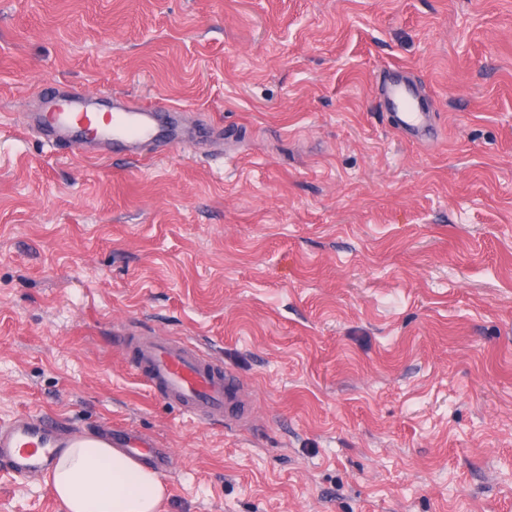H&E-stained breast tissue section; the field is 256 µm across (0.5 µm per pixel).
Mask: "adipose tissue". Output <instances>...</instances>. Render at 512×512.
<instances>
[{
    "mask_svg": "<svg viewBox=\"0 0 512 512\" xmlns=\"http://www.w3.org/2000/svg\"><path fill=\"white\" fill-rule=\"evenodd\" d=\"M62 512H158L160 475L96 433L71 441L50 472Z\"/></svg>",
    "mask_w": 512,
    "mask_h": 512,
    "instance_id": "adipose-tissue-1",
    "label": "adipose tissue"
}]
</instances>
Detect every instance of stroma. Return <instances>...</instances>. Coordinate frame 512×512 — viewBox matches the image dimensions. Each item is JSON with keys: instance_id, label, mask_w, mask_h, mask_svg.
<instances>
[{"instance_id": "stroma-1", "label": "stroma", "mask_w": 512, "mask_h": 512, "mask_svg": "<svg viewBox=\"0 0 512 512\" xmlns=\"http://www.w3.org/2000/svg\"><path fill=\"white\" fill-rule=\"evenodd\" d=\"M397 69L437 130L377 104ZM168 100L132 164L22 122L45 83ZM254 395L165 405L126 336ZM167 452L160 512H512V0H0V424ZM0 512H61L0 465ZM126 362L169 407L198 421L243 427L254 407L234 372L199 346L173 336H133Z\"/></svg>"}]
</instances>
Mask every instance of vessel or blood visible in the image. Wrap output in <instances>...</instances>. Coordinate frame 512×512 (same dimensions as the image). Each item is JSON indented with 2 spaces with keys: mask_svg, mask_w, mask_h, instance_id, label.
Masks as SVG:
<instances>
[{
  "mask_svg": "<svg viewBox=\"0 0 512 512\" xmlns=\"http://www.w3.org/2000/svg\"><path fill=\"white\" fill-rule=\"evenodd\" d=\"M417 93L416 86L388 77L382 86L383 105L395 110L401 127L427 139L433 125L420 112ZM42 96L49 105L37 114L35 129L41 141L54 149L95 134L112 150L139 157L159 141L177 147L190 139L173 122L170 107L162 103L142 107L129 101L103 113L89 97L71 90L46 87ZM126 344L129 370L169 407L199 421L221 420L238 428L252 418L254 407L234 372L206 356L199 346L173 336H134ZM62 448L44 417L30 415L0 424V459L18 477L44 471Z\"/></svg>",
  "mask_w": 512,
  "mask_h": 512,
  "instance_id": "1",
  "label": "vessel or blood"
}]
</instances>
